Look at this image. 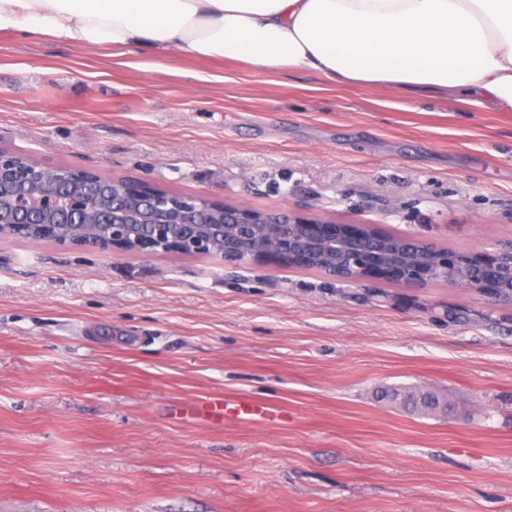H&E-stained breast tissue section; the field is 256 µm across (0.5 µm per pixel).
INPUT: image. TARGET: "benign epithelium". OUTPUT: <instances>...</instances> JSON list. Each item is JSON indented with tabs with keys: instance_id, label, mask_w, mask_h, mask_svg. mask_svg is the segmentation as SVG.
<instances>
[{
	"instance_id": "obj_1",
	"label": "benign epithelium",
	"mask_w": 512,
	"mask_h": 512,
	"mask_svg": "<svg viewBox=\"0 0 512 512\" xmlns=\"http://www.w3.org/2000/svg\"><path fill=\"white\" fill-rule=\"evenodd\" d=\"M132 224L148 228L136 233ZM317 228L316 251L336 239V225L288 209L264 213L246 204L228 206L206 196L169 193L147 180L131 184L91 169L45 166L25 154L0 148V236L43 240L89 250L136 252L147 257L214 254L223 260L282 263L299 249L297 228ZM435 267L451 272L488 298L485 282L474 283L466 267L438 252Z\"/></svg>"
}]
</instances>
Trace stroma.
<instances>
[{
	"label": "stroma",
	"mask_w": 512,
	"mask_h": 512,
	"mask_svg": "<svg viewBox=\"0 0 512 512\" xmlns=\"http://www.w3.org/2000/svg\"><path fill=\"white\" fill-rule=\"evenodd\" d=\"M0 147L261 212L512 242V112L0 32ZM399 386L448 414L380 400ZM208 397L272 420L216 424ZM0 512H512V303L0 237ZM396 392L395 395L397 397H401L404 401L414 402L413 405L410 406L428 414H436V412L444 408L448 401V399L440 393L431 389H429L428 392H425L421 387H409L400 390L396 389ZM200 412L218 421L224 420V417H238L242 414L256 415L267 420L274 419V414L269 407L249 400L229 402L223 399H210L202 405Z\"/></svg>",
	"instance_id": "obj_1"
}]
</instances>
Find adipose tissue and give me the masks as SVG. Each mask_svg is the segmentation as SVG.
Instances as JSON below:
<instances>
[{"instance_id": "1", "label": "adipose tissue", "mask_w": 512, "mask_h": 512, "mask_svg": "<svg viewBox=\"0 0 512 512\" xmlns=\"http://www.w3.org/2000/svg\"><path fill=\"white\" fill-rule=\"evenodd\" d=\"M512 112V0H0V32Z\"/></svg>"}]
</instances>
